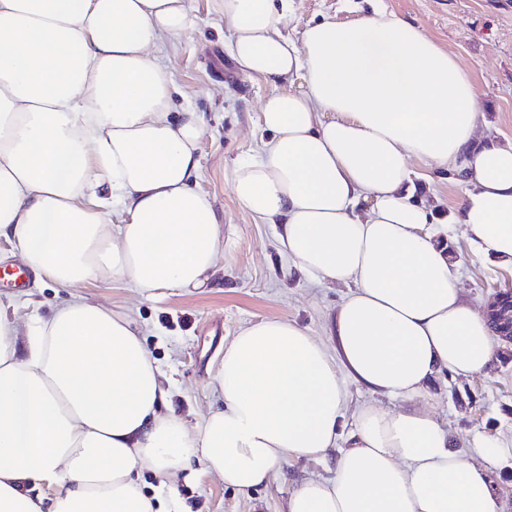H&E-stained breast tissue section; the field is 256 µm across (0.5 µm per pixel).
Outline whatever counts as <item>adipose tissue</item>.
<instances>
[{"mask_svg":"<svg viewBox=\"0 0 512 512\" xmlns=\"http://www.w3.org/2000/svg\"><path fill=\"white\" fill-rule=\"evenodd\" d=\"M221 2L237 71L274 88L268 139L231 192L276 225L293 267L347 288L335 347L290 321L242 328L214 377L222 405L190 435L128 314L79 295L23 320L0 306V512H180L177 477L196 463L241 491L265 485L334 447L345 373L406 406L364 405L334 476L303 482L286 512H503L487 474L500 442L454 451L417 405L438 373L488 368L495 341L406 160L465 184L453 223L512 267V141L480 137L471 71L393 12L294 40L288 0ZM194 23L190 0H0V240L40 281L149 296L216 274L221 226L196 188L202 120L172 119L154 54Z\"/></svg>","mask_w":512,"mask_h":512,"instance_id":"ef3b65f1","label":"adipose tissue"}]
</instances>
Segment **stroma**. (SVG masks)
Returning <instances> with one entry per match:
<instances>
[{
  "instance_id": "stroma-1",
  "label": "stroma",
  "mask_w": 512,
  "mask_h": 512,
  "mask_svg": "<svg viewBox=\"0 0 512 512\" xmlns=\"http://www.w3.org/2000/svg\"><path fill=\"white\" fill-rule=\"evenodd\" d=\"M397 16L422 28L473 73L477 97L489 124L486 135L512 141V0H382ZM372 0H292L282 27L299 39L322 19L346 23L361 18ZM192 28L166 43L162 55L177 89L176 110L200 114L205 132L198 158L199 192L209 197L224 234V258L210 288L191 292L162 290L150 299L125 285L99 280L69 291L53 284H30L39 312L70 293L105 307L131 312L143 329L171 405L187 426L217 404L213 378L224 349L241 328L265 319L297 323L327 346L335 340L329 319L346 288L321 285L291 269L281 253L274 225L259 224L234 199L230 184L237 162L257 153L267 135L259 117L270 85L238 75L229 58L230 32L219 0H191ZM415 189L435 205L440 239L464 261L456 269L463 298L484 309L496 288L512 285V269L472 254L464 225L447 223L464 196L462 183L412 159ZM486 372L469 378L444 371L435 379L423 407L447 430L455 448L470 450L475 435L497 438L507 448L490 468L495 492L512 507V343L497 342ZM337 439L325 460L292 459L267 486L241 492L226 487L203 469L180 475L183 512H282L288 495L307 479H328L344 449Z\"/></svg>"
}]
</instances>
